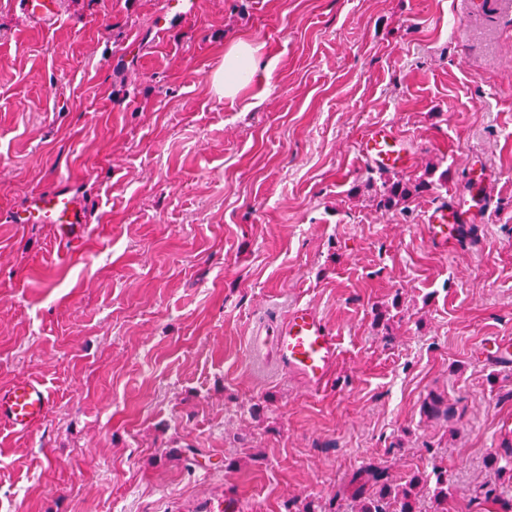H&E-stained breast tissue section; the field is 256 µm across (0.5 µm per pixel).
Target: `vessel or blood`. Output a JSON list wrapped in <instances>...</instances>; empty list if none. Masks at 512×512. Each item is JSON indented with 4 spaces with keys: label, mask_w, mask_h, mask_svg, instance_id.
Segmentation results:
<instances>
[{
    "label": "vessel or blood",
    "mask_w": 512,
    "mask_h": 512,
    "mask_svg": "<svg viewBox=\"0 0 512 512\" xmlns=\"http://www.w3.org/2000/svg\"><path fill=\"white\" fill-rule=\"evenodd\" d=\"M359 150L371 168L404 170L411 158L405 142L395 129L379 123L362 136ZM463 210L445 205L433 207L427 217L432 240L447 245L450 225L463 221ZM23 224H61L71 226L84 221L81 205L67 192L58 190L33 198L19 218ZM269 346L278 365L303 378L311 387L324 385L336 365L338 342L322 317L311 307L295 306L276 326ZM52 406L49 390L33 380H22L0 391V424L27 430L40 422Z\"/></svg>",
    "instance_id": "b4317fda"
}]
</instances>
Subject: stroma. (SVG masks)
Returning a JSON list of instances; mask_svg holds the SVG:
<instances>
[{"label": "stroma", "mask_w": 512, "mask_h": 512, "mask_svg": "<svg viewBox=\"0 0 512 512\" xmlns=\"http://www.w3.org/2000/svg\"><path fill=\"white\" fill-rule=\"evenodd\" d=\"M194 2L0 0V389L54 400L0 427V512L324 508L363 463L434 459L470 512L512 419V0ZM237 39L270 77L231 102ZM374 123L403 178L447 182L378 209ZM51 189L86 209L74 240L14 221ZM460 197L480 219L434 246L428 209ZM300 304L339 343L318 389L252 345ZM258 47L239 40L233 42L224 53V69L214 77L213 84L219 98L234 99L253 82L260 73ZM359 150L371 168L378 171L405 170L411 165L405 141L386 123L368 129L361 138ZM51 406V394L43 384L19 381L0 391V424L28 430L45 417Z\"/></svg>", "instance_id": "obj_1"}]
</instances>
